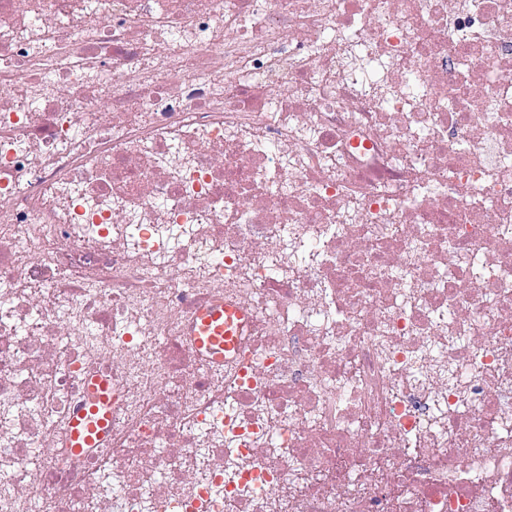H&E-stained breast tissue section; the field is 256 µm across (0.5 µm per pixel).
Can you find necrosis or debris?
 <instances>
[{
  "instance_id": "1",
  "label": "necrosis or debris",
  "mask_w": 512,
  "mask_h": 512,
  "mask_svg": "<svg viewBox=\"0 0 512 512\" xmlns=\"http://www.w3.org/2000/svg\"><path fill=\"white\" fill-rule=\"evenodd\" d=\"M15 84L0 512H512V0H0ZM245 311L234 304L218 303L202 309L189 328L196 351L221 364L238 350V329ZM89 391L92 394V405L89 410H75L68 421V446L74 452L96 447L110 432V413L101 412L112 403L110 382L101 376L94 377L89 385Z\"/></svg>"
}]
</instances>
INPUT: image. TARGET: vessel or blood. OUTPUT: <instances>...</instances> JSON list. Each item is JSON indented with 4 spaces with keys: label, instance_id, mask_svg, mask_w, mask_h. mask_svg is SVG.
Segmentation results:
<instances>
[{
    "label": "vessel or blood",
    "instance_id": "1",
    "mask_svg": "<svg viewBox=\"0 0 512 512\" xmlns=\"http://www.w3.org/2000/svg\"><path fill=\"white\" fill-rule=\"evenodd\" d=\"M244 317V310L233 304L218 303L202 309L189 328L196 351L213 363H223L238 349V329ZM89 391L90 408L75 410L68 421L69 446L76 452L96 447L110 432L111 416L107 408L112 402V387L109 381L94 377Z\"/></svg>",
    "mask_w": 512,
    "mask_h": 512
}]
</instances>
